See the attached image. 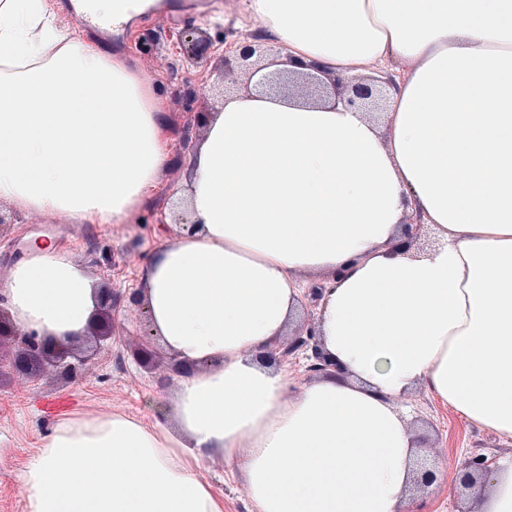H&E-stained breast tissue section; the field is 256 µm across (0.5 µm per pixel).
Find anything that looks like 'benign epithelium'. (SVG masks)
<instances>
[{
  "mask_svg": "<svg viewBox=\"0 0 512 512\" xmlns=\"http://www.w3.org/2000/svg\"><path fill=\"white\" fill-rule=\"evenodd\" d=\"M182 51L192 62L202 61L207 58L211 48L208 38L201 32H186L182 35ZM274 49L263 45L255 37H245L235 43L234 49L223 59L221 78L236 70L244 74L246 83H251L252 78L262 69L273 64ZM308 72L298 74L289 70H279L265 76L261 85L268 88L274 95H291L296 93L307 99L322 100L323 92L331 89L333 103L345 107L363 110L374 104V84L371 79L336 76L328 79L322 75H316L314 64L307 65ZM120 296L115 295L109 289L98 290V300L95 318L89 324L86 335L101 337L108 336L106 332H96L95 327L99 322V316L105 312L119 307ZM315 332L309 330L306 334H297L288 346L281 348L279 359L285 360L295 351L308 348L311 351L310 363L307 371L319 374L326 370L327 363L320 350L319 343L314 340ZM13 340L18 343V349L8 360L0 358V368L8 367L16 374L28 375L43 364H50L60 370L66 377H72L77 373V366L69 361L73 357L72 344L69 342H54L41 337L34 332H21L13 322L0 313V342ZM490 472V464L482 460L466 468L460 481L467 488L475 483V479L485 476Z\"/></svg>",
  "mask_w": 512,
  "mask_h": 512,
  "instance_id": "obj_1",
  "label": "benign epithelium"
}]
</instances>
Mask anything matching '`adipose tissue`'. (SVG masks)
<instances>
[{
	"mask_svg": "<svg viewBox=\"0 0 512 512\" xmlns=\"http://www.w3.org/2000/svg\"><path fill=\"white\" fill-rule=\"evenodd\" d=\"M274 66L411 62L381 120L299 97H226L178 195L197 221L141 268L173 376L151 424L66 417L28 463V512H224L198 471L222 458L256 512H419L415 435L396 398L424 387L512 438V0H248ZM48 0H0V202L118 224L170 161L161 100L122 61L61 34ZM420 214L436 242L403 228ZM327 275L330 375L289 395L265 356ZM15 326L81 339L85 267L50 244L12 269ZM471 512H512V457Z\"/></svg>",
	"mask_w": 512,
	"mask_h": 512,
	"instance_id": "ef3b65f1",
	"label": "adipose tissue"
}]
</instances>
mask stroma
<instances>
[{
    "label": "stroma",
    "instance_id": "35a3bbf8",
    "mask_svg": "<svg viewBox=\"0 0 512 512\" xmlns=\"http://www.w3.org/2000/svg\"><path fill=\"white\" fill-rule=\"evenodd\" d=\"M197 28L206 31L216 55L196 66L183 58L178 38ZM248 35L270 38L248 11L246 0H219L207 11L182 14L173 26L140 14L113 29L108 51L142 77L164 104L170 163L143 207L123 224H71L35 212H15L13 224L0 229V285L33 246L52 242L83 264L98 287L123 296L142 288L143 262L180 230L174 222L176 191L204 134L196 115L205 106L221 107L211 68L218 54ZM145 324V315L136 308L119 306L112 320L111 346L97 347L89 336L76 342V354L88 363L75 379H61L49 369L29 377H0V512H27L20 476L60 419L119 413L151 422L172 381L166 351H159L150 367L134 356ZM402 404L411 412L421 460L437 475L436 483L420 493L426 512H460L465 501L455 485L456 471L474 457L512 456V439L468 422L421 387ZM200 476L223 495L224 512H254L241 479L223 460L207 462Z\"/></svg>",
    "mask_w": 512,
    "mask_h": 512
}]
</instances>
